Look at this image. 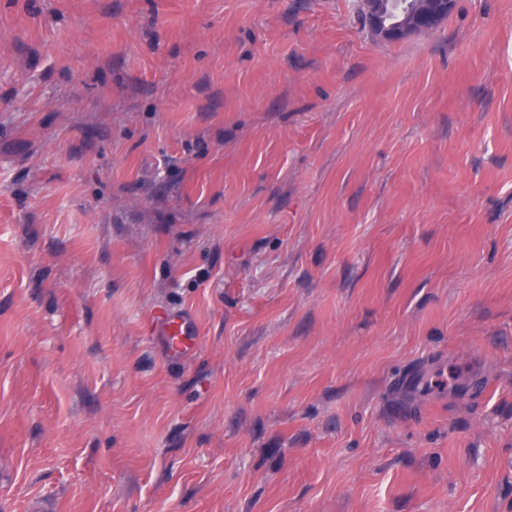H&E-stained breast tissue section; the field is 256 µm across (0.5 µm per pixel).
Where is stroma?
<instances>
[{
	"instance_id": "35a3bbf8",
	"label": "stroma",
	"mask_w": 512,
	"mask_h": 512,
	"mask_svg": "<svg viewBox=\"0 0 512 512\" xmlns=\"http://www.w3.org/2000/svg\"><path fill=\"white\" fill-rule=\"evenodd\" d=\"M37 506L512 512V0L395 43L356 0H0V512ZM191 322L188 315L175 313L162 323V336L174 356L181 355L192 348V345H189L192 334Z\"/></svg>"
}]
</instances>
